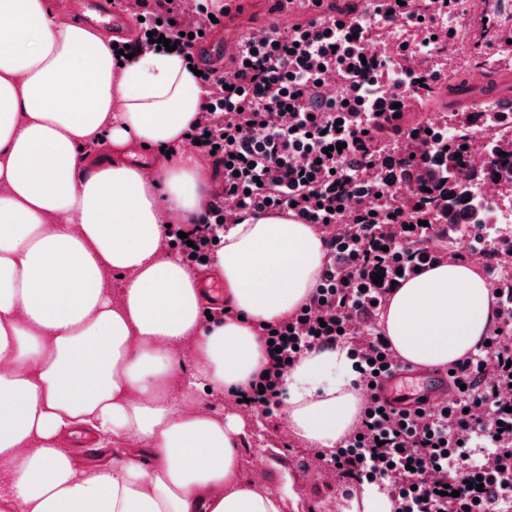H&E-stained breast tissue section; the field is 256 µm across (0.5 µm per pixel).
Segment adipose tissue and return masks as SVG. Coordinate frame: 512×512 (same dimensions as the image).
<instances>
[{"label":"adipose tissue","instance_id":"adipose-tissue-1","mask_svg":"<svg viewBox=\"0 0 512 512\" xmlns=\"http://www.w3.org/2000/svg\"><path fill=\"white\" fill-rule=\"evenodd\" d=\"M203 111L181 54L122 65L48 0H0V512H284L240 475L248 421L205 400L262 369L259 326L308 301L323 238L286 213L229 226L210 264L234 314L203 316L200 272L165 246L210 199L186 138ZM143 144L152 166L128 160ZM494 321L491 284L454 261L397 288L382 327L404 363L440 369ZM357 378L345 347L302 355L283 382L289 435L339 448ZM82 432L132 453L83 470L68 448Z\"/></svg>","mask_w":512,"mask_h":512}]
</instances>
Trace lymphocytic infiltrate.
I'll return each mask as SVG.
<instances>
[{
    "label": "lymphocytic infiltrate",
    "mask_w": 512,
    "mask_h": 512,
    "mask_svg": "<svg viewBox=\"0 0 512 512\" xmlns=\"http://www.w3.org/2000/svg\"><path fill=\"white\" fill-rule=\"evenodd\" d=\"M307 3L318 17L246 38L223 75L195 51V33L215 28L209 12L193 0H139L141 34L130 47L161 34L190 55L211 120L189 135L221 177L186 238L173 228L167 239L183 260L201 258L212 249L211 225L226 223L230 201L242 217L288 211L300 223L327 227L309 301L261 330L268 362L246 393L250 407L266 413L278 405L284 375L302 351L348 343L367 399L356 435L324 459L339 487L385 480L395 512H500L512 503V296L494 289L496 323L478 354L455 365L449 402L409 412L370 396L376 374L399 365L377 326L381 306L435 262L428 247L435 230L423 225L409 195L352 207L382 139H405L394 121L405 94L366 102L364 91L382 67L362 46L363 18L323 11V0ZM332 80L333 95L324 88ZM396 251L403 273L393 277ZM376 274L382 283H373Z\"/></svg>",
    "instance_id": "obj_1"
}]
</instances>
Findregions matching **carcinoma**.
Returning <instances> with one entry per match:
<instances>
[{"label": "carcinoma", "mask_w": 512, "mask_h": 512, "mask_svg": "<svg viewBox=\"0 0 512 512\" xmlns=\"http://www.w3.org/2000/svg\"><path fill=\"white\" fill-rule=\"evenodd\" d=\"M494 130L485 148L491 159L486 168L476 171L469 161V138L473 122ZM450 125L456 130L460 146L426 133L419 125L408 131V148L421 157L417 165H406L391 154H378L375 160L384 181H404L413 187L414 201L437 224L448 228L483 230L494 216L491 207L472 194L483 179L504 180L503 187L512 192V116L495 111L491 103L473 106L471 112H453Z\"/></svg>", "instance_id": "cac0c4a2"}]
</instances>
